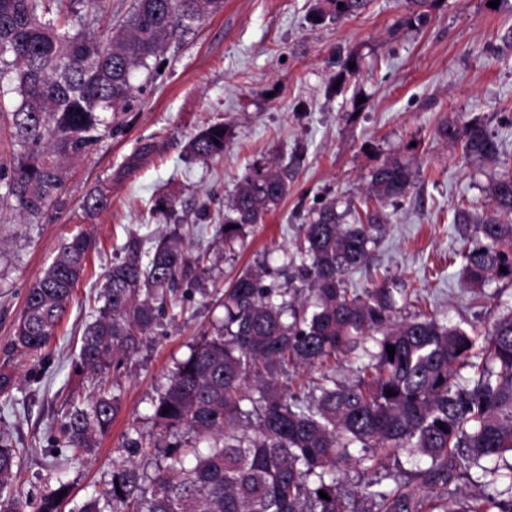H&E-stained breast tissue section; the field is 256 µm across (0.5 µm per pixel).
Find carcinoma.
Wrapping results in <instances>:
<instances>
[{"mask_svg": "<svg viewBox=\"0 0 512 512\" xmlns=\"http://www.w3.org/2000/svg\"><path fill=\"white\" fill-rule=\"evenodd\" d=\"M76 1L102 8V0H0V81L9 78L13 94L7 102L0 90V116L11 117L21 148L4 198L33 218L61 193L65 164L93 150L126 110L134 71L153 73L151 61L224 7V0H134L124 24L99 38L86 31ZM433 2L409 0L401 25L425 26ZM371 3L326 0V10L339 19ZM438 133L460 145L470 165L500 161L501 145L481 122L446 118ZM226 137L224 123H212L186 152L207 161L224 153ZM414 177L409 164L386 159L370 171L365 212L341 214L334 201L310 212L294 265L306 301L252 271L222 293L224 322L177 364L154 403L155 424L175 441L152 443L157 463L148 473L133 461L142 438H127L128 458L113 465L101 495L80 512H512V310L478 349L476 336L457 324L401 316L398 289L386 283L345 287L384 229L385 206L405 197ZM287 193L278 167L248 169L224 213V246L234 250ZM489 199L490 213L460 253L465 285L477 298L494 278L512 281L511 172L492 181ZM108 205L104 188L84 201L90 212ZM345 213L353 223L342 222ZM91 249L85 234L74 235L28 290L13 340L20 355L40 358L55 336ZM210 272L205 254L191 258L175 239L147 247L129 238L95 297L73 372L117 370L178 307V290ZM343 361L360 362L352 381L324 375L305 398L279 383L297 367ZM117 410L104 388L88 404L71 400L61 434L72 456L93 450ZM202 439L207 450L191 445ZM400 454L410 479L388 472L357 490L349 484L348 469L384 470ZM20 455L0 433V512H24ZM463 477L473 489L460 488ZM71 493L57 478L34 512H62Z\"/></svg>", "mask_w": 512, "mask_h": 512, "instance_id": "carcinoma-1", "label": "carcinoma"}]
</instances>
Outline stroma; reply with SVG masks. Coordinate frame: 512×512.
Returning <instances> with one entry per match:
<instances>
[{
  "instance_id": "35a3bbf8",
  "label": "stroma",
  "mask_w": 512,
  "mask_h": 512,
  "mask_svg": "<svg viewBox=\"0 0 512 512\" xmlns=\"http://www.w3.org/2000/svg\"><path fill=\"white\" fill-rule=\"evenodd\" d=\"M319 0H224L182 43L162 56L153 75L136 71L134 98L86 157L69 164L57 203L38 219L0 206V369L16 378L12 401L0 399V431L23 448L22 496L39 500L62 476L74 489L76 512L101 490L114 463L125 460L126 436H159L152 403L176 363L204 332L221 325L219 291L247 270L265 271V283L308 294L281 267L293 256L309 212L336 202L358 205L369 173L386 159L410 162L411 192L387 205L388 219L366 266L348 279L367 288L396 281L405 316L434 315L475 331L512 309V283L496 280L482 299L464 288L460 253L472 227L453 223L455 206L475 217L489 211L488 187L499 169L464 160L460 147L437 134L443 118L483 122L512 165V0H437L424 29L401 27L405 0H373L368 12L343 19H312ZM354 55L359 70L340 72ZM224 122L223 156L202 162L185 151L208 124ZM150 143L139 168L125 171L129 154ZM266 161L287 168V196L244 247L224 248V212L248 167ZM110 188L107 209L90 213L86 196ZM162 199L173 210H158ZM88 233L96 248L74 286L73 303L45 351L34 361L10 350L29 288L45 274L62 242ZM177 234L190 254L204 253L212 277L181 288L183 314L161 318L137 354L109 375L118 414L97 448L72 460L59 443L67 397L86 399L87 378L71 372L76 339L90 320L88 298L128 238Z\"/></svg>"
}]
</instances>
